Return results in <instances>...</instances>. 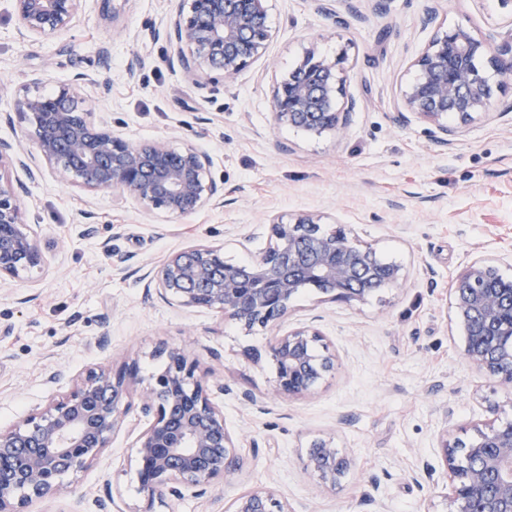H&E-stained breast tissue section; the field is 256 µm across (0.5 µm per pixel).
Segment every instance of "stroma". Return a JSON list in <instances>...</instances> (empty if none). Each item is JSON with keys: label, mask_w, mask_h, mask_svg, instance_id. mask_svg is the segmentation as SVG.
<instances>
[{"label": "stroma", "mask_w": 512, "mask_h": 512, "mask_svg": "<svg viewBox=\"0 0 512 512\" xmlns=\"http://www.w3.org/2000/svg\"><path fill=\"white\" fill-rule=\"evenodd\" d=\"M112 5L115 23L101 19L97 0H84L69 29L33 41L22 37L10 0H0V113L17 97L78 82L124 139L209 153L224 205L145 218L111 192L67 187L49 172L29 184L30 221L65 247L53 252L49 274L0 288V428L44 407L52 372L73 376L130 357L147 376L161 369L156 351L167 344L209 369L210 385H223L215 401L243 465L232 482L184 490L159 512H226L259 488L277 491L290 512H452L442 441L512 422V388L464 355L450 288L475 258L512 280V82L491 76L487 113L445 147L429 124L398 122L397 110L415 76L410 64L436 32L460 26L499 45L512 40L498 0H270L266 56L232 79L198 82L160 34L173 0ZM431 8L436 20L423 25ZM311 46L345 59L357 107L343 135L311 138L270 121L274 83ZM308 212L403 263L409 279L363 304L301 289L285 323L319 330L336 370L308 395L277 399L276 366L265 357L274 329L247 334L219 312L169 304L141 276L195 242L250 260L267 245L269 216ZM83 226L90 236H80ZM249 349L260 360L246 358ZM141 427L131 409L96 463L78 480L63 478L60 494L30 512H97L109 494L122 512H140L132 448ZM319 437L351 461L333 490L308 467Z\"/></svg>", "instance_id": "1"}]
</instances>
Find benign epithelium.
Returning <instances> with one entry per match:
<instances>
[{"instance_id": "7a95c632", "label": "benign epithelium", "mask_w": 512, "mask_h": 512, "mask_svg": "<svg viewBox=\"0 0 512 512\" xmlns=\"http://www.w3.org/2000/svg\"><path fill=\"white\" fill-rule=\"evenodd\" d=\"M24 29L35 39L69 28L83 0H11ZM269 0H178L164 28L185 73L231 78L265 56L272 34ZM492 38L450 28L436 34L412 61L415 78L402 92L397 120L417 119L433 127V142L450 144L458 130L487 111V78L477 60ZM489 63L512 80V43ZM341 59L315 47L305 50L272 94L271 121L319 137L343 134L356 102L345 95ZM27 124L23 138L0 140V286L51 262L40 225L26 218L28 191L8 173L21 169L34 182L41 174L29 157L37 152L58 182L86 191L110 190L132 199L144 214L188 217L224 202V185L212 175V157L191 143L130 142L112 133L77 87L63 83L51 97L26 95L15 102ZM35 150H30V147ZM408 273L382 262L376 249L343 228L325 231L321 217L298 214L271 222L266 248L246 263L229 264L223 247L195 243L172 252L148 273L150 283L172 304L214 310L243 330L279 326L299 288L313 285L329 300L364 302L383 288L406 287ZM454 309L463 326L464 354L481 372L512 385V282L489 260L467 262L452 281ZM321 334L293 327L274 338L268 355L277 366L274 396L290 399L311 392L335 368V356L317 349ZM165 367L149 382L134 359L94 365L69 379L42 411L0 428V512H28L35 500L51 499L60 478L92 466L110 447L130 409L146 422L134 446L139 492L153 512L183 488L204 490L231 481L241 467L224 412L213 401L200 362L178 347L165 346ZM467 448L443 442L446 473L453 483V512H512V424L477 429ZM350 460L322 440L313 446L309 468L321 486L334 490ZM233 512H289L271 489L240 495Z\"/></svg>"}]
</instances>
